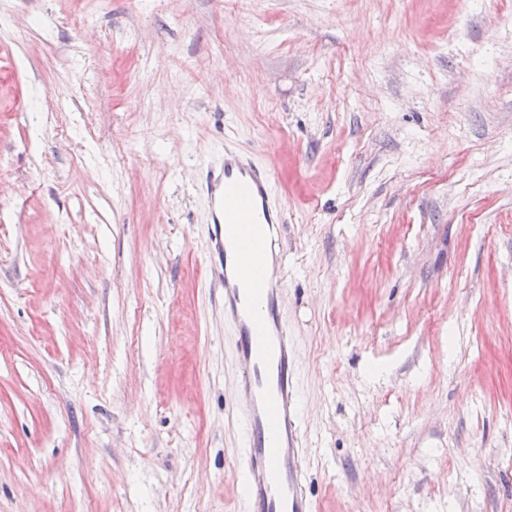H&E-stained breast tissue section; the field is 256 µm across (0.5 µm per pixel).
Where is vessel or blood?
<instances>
[{
    "mask_svg": "<svg viewBox=\"0 0 512 512\" xmlns=\"http://www.w3.org/2000/svg\"><path fill=\"white\" fill-rule=\"evenodd\" d=\"M272 183L267 166L232 149L220 165L204 168L200 188L210 204L206 260L235 331L239 376L233 404L246 424L247 512H312L295 409L293 339L280 307L284 215L271 204Z\"/></svg>",
    "mask_w": 512,
    "mask_h": 512,
    "instance_id": "1",
    "label": "vessel or blood"
}]
</instances>
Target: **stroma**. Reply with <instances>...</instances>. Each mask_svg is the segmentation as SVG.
<instances>
[{
  "mask_svg": "<svg viewBox=\"0 0 512 512\" xmlns=\"http://www.w3.org/2000/svg\"><path fill=\"white\" fill-rule=\"evenodd\" d=\"M228 144L315 512H512V0H0V512H245Z\"/></svg>",
  "mask_w": 512,
  "mask_h": 512,
  "instance_id": "obj_1",
  "label": "stroma"
}]
</instances>
